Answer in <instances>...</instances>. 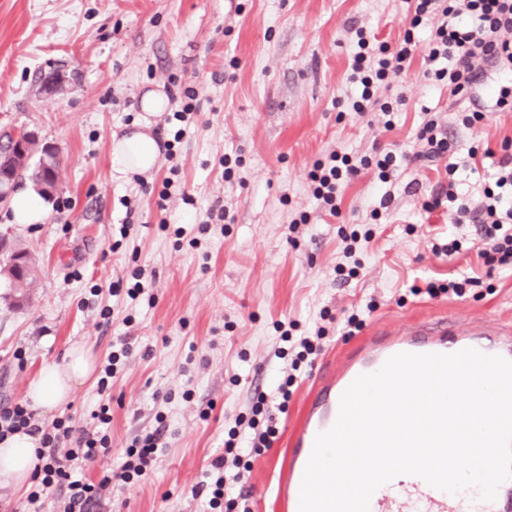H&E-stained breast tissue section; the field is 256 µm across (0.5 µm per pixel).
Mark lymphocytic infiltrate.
I'll list each match as a JSON object with an SVG mask.
<instances>
[{
	"instance_id": "f902f5d3",
	"label": "lymphocytic infiltrate",
	"mask_w": 512,
	"mask_h": 512,
	"mask_svg": "<svg viewBox=\"0 0 512 512\" xmlns=\"http://www.w3.org/2000/svg\"><path fill=\"white\" fill-rule=\"evenodd\" d=\"M425 28L424 42H417L414 31ZM350 83L359 94L352 103L358 114L381 113L385 130H393L399 105L404 96L389 100L381 90L389 74H401L411 65L418 46H425L426 75L446 86L454 104L465 105L461 117L464 128H472L484 114L472 102L478 91L494 101L497 111L512 112V0H411L409 26L394 43L373 44L364 28L354 31ZM497 79L485 83L487 71ZM504 154L493 174L494 184L485 188L478 205H470L456 190L459 165L454 160L456 144L449 139L439 116L424 110L411 150L386 152L377 160L331 151L309 174L313 195L320 207L338 215L342 191L360 170L376 167L380 181L396 176L401 165L427 159L448 157L444 178L438 179L424 197L421 208L427 213L444 211L453 224H475L481 234L480 257L493 267L512 272V137L501 143ZM91 428L75 429L71 416L54 419L51 424L38 421L28 402L0 401V439L17 431L41 438L37 451L40 461L32 480L34 490L28 495L30 505H37L43 492L59 488L67 493L62 512H92L102 492L112 481L125 483L142 477L164 447L168 430L164 416H157L154 430L135 436L125 452L119 472L107 473L99 481L87 479L86 464L112 447L108 427L112 421L108 405L92 411ZM237 432H229L225 452L217 456L192 491L206 496L208 512H222L224 507V464L226 452L237 446Z\"/></svg>"
}]
</instances>
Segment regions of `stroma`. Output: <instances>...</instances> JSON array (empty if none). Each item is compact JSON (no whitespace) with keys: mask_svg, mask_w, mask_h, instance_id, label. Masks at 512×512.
<instances>
[{"mask_svg":"<svg viewBox=\"0 0 512 512\" xmlns=\"http://www.w3.org/2000/svg\"><path fill=\"white\" fill-rule=\"evenodd\" d=\"M407 16V0H0V130L31 131L55 149L53 197L72 201L70 210L49 209L39 224L14 223L9 203H0V235L38 268L24 304L0 285V400L24 398L38 371L77 343L105 367L124 336L133 354L108 390L90 379L64 408L80 426L99 405L112 410V449L86 476L117 469L134 436L155 427L156 414L168 425L156 465L124 488L107 489L98 512H201L191 490L223 453L229 429L247 434L259 393L291 374L287 411L269 408L277 437L260 453L242 449L244 470L227 469L241 479L224 496V512H285L272 485L286 471L303 408L319 378L364 339L425 320L482 328L512 321V274L488 272L472 225L456 230L469 250L439 260L427 231H447L448 216L425 213L422 194L404 190L445 159L401 167L390 185L361 170L335 217L312 195L309 173L331 150L372 158L404 147L426 108L462 149L477 152L460 192L476 204L490 185L497 160L484 152L512 136V112L488 105L482 124L463 128L447 87L426 77L422 56L388 77V97L406 99L396 129L384 131L378 114L350 107L352 28H365L372 43H390ZM187 86L198 92L199 111L175 158L160 157L157 169L138 178L120 173L112 161L116 137L138 128L170 137L167 112L144 115V94L162 92L173 110ZM174 163L194 202L174 195L161 210L158 193ZM387 192L391 201L380 207ZM216 204L231 223L220 234L200 233ZM302 214L306 223L289 231ZM354 230L372 239L351 277L337 266L342 237ZM137 268L145 288L137 300L93 295V287L116 281L131 286ZM451 272L483 284L460 298L410 291L414 281ZM106 307L107 322L100 315ZM354 313L363 324L349 334L344 324ZM281 321L295 339L326 327L311 362L295 369L291 358L276 356ZM19 348L22 366L13 358Z\"/></svg>","mask_w":512,"mask_h":512,"instance_id":"stroma-1","label":"stroma"}]
</instances>
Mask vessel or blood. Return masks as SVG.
I'll list each match as a JSON object with an SVG mask.
<instances>
[{"label": "vessel or blood", "mask_w": 512, "mask_h": 512, "mask_svg": "<svg viewBox=\"0 0 512 512\" xmlns=\"http://www.w3.org/2000/svg\"><path fill=\"white\" fill-rule=\"evenodd\" d=\"M466 348L512 360V326L498 325L494 338L489 339L444 323L424 322L364 340L337 371L320 381L317 396L304 409L302 424L291 439L288 470L276 486V496L287 512H299L300 486L315 438L333 426L342 393L359 375L376 372L388 358L399 353L450 354ZM416 502L426 512H512V479L500 485L495 500L486 501L476 493L465 498L434 488L420 477L402 475L374 492L369 512H411Z\"/></svg>", "instance_id": "b4317fda"}]
</instances>
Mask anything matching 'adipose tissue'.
Masks as SVG:
<instances>
[{
  "instance_id": "1",
  "label": "adipose tissue",
  "mask_w": 512,
  "mask_h": 512,
  "mask_svg": "<svg viewBox=\"0 0 512 512\" xmlns=\"http://www.w3.org/2000/svg\"><path fill=\"white\" fill-rule=\"evenodd\" d=\"M119 171L148 173L156 167L160 151L156 140L144 132L119 138L113 150ZM96 371V360L89 348L73 345L61 362L43 368L27 389L30 405L50 414L64 407ZM39 436L18 432L0 441V484L23 486L38 464Z\"/></svg>"
}]
</instances>
